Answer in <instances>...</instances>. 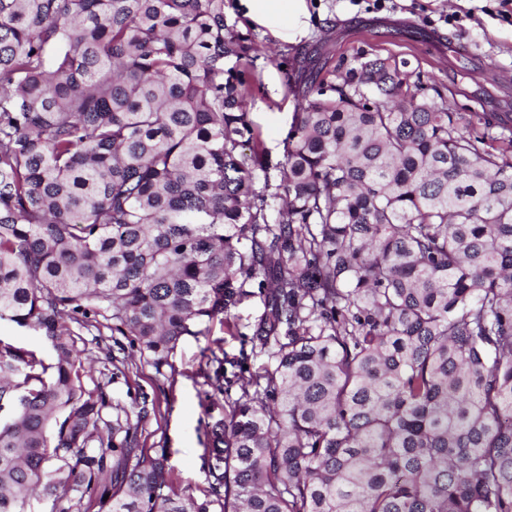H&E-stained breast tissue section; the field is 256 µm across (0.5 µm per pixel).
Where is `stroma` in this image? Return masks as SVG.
Returning a JSON list of instances; mask_svg holds the SVG:
<instances>
[{
    "label": "stroma",
    "mask_w": 512,
    "mask_h": 512,
    "mask_svg": "<svg viewBox=\"0 0 512 512\" xmlns=\"http://www.w3.org/2000/svg\"><path fill=\"white\" fill-rule=\"evenodd\" d=\"M226 3L229 23L252 34L258 48L247 110L272 160L283 157L297 109L288 77L295 72L296 53L304 51L340 74L359 54L392 55L423 70L427 88L447 94L451 111L512 113V19L501 18L500 0H387L380 10L373 0H306L309 25L296 38L250 22L239 0ZM210 329L207 336L182 338L171 377L136 359L128 337L116 333L105 343L117 358L132 359L138 371L135 380L106 383L108 399L124 407L144 395L158 401L155 415L142 425L141 440L145 447L166 449L175 490L198 498L208 488L203 352L217 341L225 360L246 359L252 370L263 362L252 356L250 337L230 334L217 321Z\"/></svg>",
    "instance_id": "35a3bbf8"
}]
</instances>
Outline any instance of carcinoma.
Wrapping results in <instances>:
<instances>
[{
    "mask_svg": "<svg viewBox=\"0 0 512 512\" xmlns=\"http://www.w3.org/2000/svg\"><path fill=\"white\" fill-rule=\"evenodd\" d=\"M225 0H0V512H512V117L375 56L322 67L272 162ZM280 199L276 217L272 201ZM204 497L88 387L81 328L175 374L256 293ZM0 337L5 342L33 351L38 357L47 359L50 355L41 336L31 330L20 328L8 320H0Z\"/></svg>",
    "mask_w": 512,
    "mask_h": 512,
    "instance_id": "obj_1",
    "label": "carcinoma"
}]
</instances>
